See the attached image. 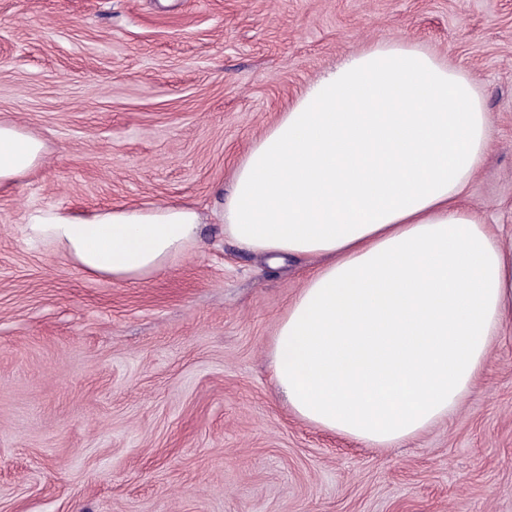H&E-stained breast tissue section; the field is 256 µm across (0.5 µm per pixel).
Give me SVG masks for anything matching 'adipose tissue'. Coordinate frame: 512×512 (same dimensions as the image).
Returning a JSON list of instances; mask_svg holds the SVG:
<instances>
[{"label":"adipose tissue","instance_id":"adipose-tissue-1","mask_svg":"<svg viewBox=\"0 0 512 512\" xmlns=\"http://www.w3.org/2000/svg\"><path fill=\"white\" fill-rule=\"evenodd\" d=\"M489 116L473 82L415 46L348 56L280 113L236 168L218 218L240 247L321 258L280 319L274 382L303 421L386 448L457 407L512 326V247L460 198ZM45 145L0 123V187ZM187 203L60 207L24 232L87 275L149 278L196 244Z\"/></svg>","mask_w":512,"mask_h":512}]
</instances>
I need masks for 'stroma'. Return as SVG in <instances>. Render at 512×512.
<instances>
[{
  "instance_id": "stroma-1",
  "label": "stroma",
  "mask_w": 512,
  "mask_h": 512,
  "mask_svg": "<svg viewBox=\"0 0 512 512\" xmlns=\"http://www.w3.org/2000/svg\"><path fill=\"white\" fill-rule=\"evenodd\" d=\"M390 42L478 88L489 150L461 201L512 245V0H0V121L46 144L0 188V512H512V327L416 438L320 429L268 360L317 260L268 265L210 218L280 112ZM172 201L208 222L142 281L24 234L36 208Z\"/></svg>"
}]
</instances>
